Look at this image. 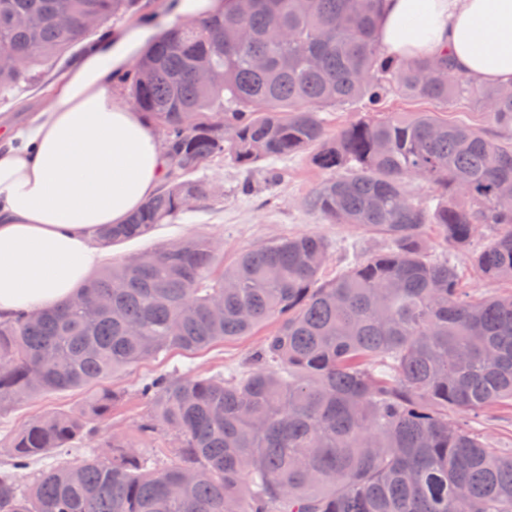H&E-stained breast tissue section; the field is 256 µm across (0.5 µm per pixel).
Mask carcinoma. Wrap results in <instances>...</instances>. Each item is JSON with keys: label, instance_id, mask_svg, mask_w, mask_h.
I'll return each instance as SVG.
<instances>
[{"label": "carcinoma", "instance_id": "cac0c4a2", "mask_svg": "<svg viewBox=\"0 0 512 512\" xmlns=\"http://www.w3.org/2000/svg\"><path fill=\"white\" fill-rule=\"evenodd\" d=\"M382 0H256L171 30L123 76L135 107L166 146L165 184L124 224L98 231L116 244L151 234L193 207L219 202L192 178L227 158L250 171L307 150L327 173L303 201L328 224L390 242L323 279L329 245L285 236L226 266L194 235L104 267L81 301L0 321V411L76 388V409L37 417L7 445L0 512H512V450L491 448L459 416L512 406V290L474 298L456 268L428 258L427 226L466 248L486 225L495 238L471 255L485 277L512 283V90L452 73L448 55L398 61L377 31ZM149 0H0V95L70 62L117 15L146 17ZM86 16L98 20L81 28ZM207 67L216 78L196 79ZM390 95L429 102L475 98L490 136L431 112L378 114ZM362 101L375 113L327 132L321 112ZM430 182L434 205L407 182ZM274 333L253 367L227 375L144 379L150 404L138 442L124 433L37 474L21 471L99 433L125 392L116 374L172 349H203ZM171 447L138 446L163 434Z\"/></svg>", "mask_w": 512, "mask_h": 512}]
</instances>
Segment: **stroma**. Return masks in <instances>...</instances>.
Here are the masks:
<instances>
[{"label":"stroma","instance_id":"35a3bbf8","mask_svg":"<svg viewBox=\"0 0 512 512\" xmlns=\"http://www.w3.org/2000/svg\"><path fill=\"white\" fill-rule=\"evenodd\" d=\"M56 79L55 72L44 73L33 85L16 90L7 98H0V117L19 124L38 112L51 93ZM382 112H433L439 118L483 126L484 119L474 99L464 97L449 103H426L399 96L388 97L381 106ZM281 178L276 185H265L260 173L245 174L229 161H215L205 165L204 177L223 188L220 203L201 206L198 212L187 214L175 223L163 226L152 234L133 243H119L112 247V262H119L128 253L138 252L180 237L199 233L216 238L222 244V260L231 264L243 251L286 235L311 233L325 238L330 246V260L326 276L343 272L355 260L384 251L387 240L368 236L348 224H326L305 210L301 202L325 177L322 170L311 161L310 152H303L279 160ZM252 178L254 190L243 195L239 185L245 178ZM494 235L493 228H482L473 238L468 249L457 250L443 245L435 228L426 230V247L431 259L454 265L460 275L462 287L487 296L507 290L504 281L484 278L470 263V255L488 244ZM276 328L275 323L261 325L253 333L215 342L196 351H172L145 360L133 368L113 377V388L125 391L123 402L112 411V419L105 426L104 435L115 432H134L147 413V404L136 394L141 379L172 370L188 375L244 372L250 369V359L266 336ZM82 390L44 394L22 400L0 412V470L8 466L5 446L35 417L77 408L85 399ZM474 426L484 440L495 448H512V408L507 406L486 410Z\"/></svg>","mask_w":512,"mask_h":512}]
</instances>
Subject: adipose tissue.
<instances>
[{"label":"adipose tissue","mask_w":512,"mask_h":512,"mask_svg":"<svg viewBox=\"0 0 512 512\" xmlns=\"http://www.w3.org/2000/svg\"><path fill=\"white\" fill-rule=\"evenodd\" d=\"M144 39L124 30L99 43L45 108L0 129V318L67 303L109 255L96 229L125 223L162 185L158 135L110 84ZM378 39L394 59L445 53L455 74L512 85V0H383Z\"/></svg>","instance_id":"ef3b65f1"}]
</instances>
